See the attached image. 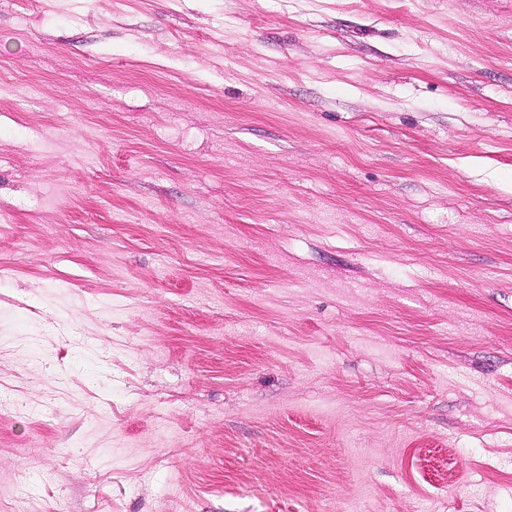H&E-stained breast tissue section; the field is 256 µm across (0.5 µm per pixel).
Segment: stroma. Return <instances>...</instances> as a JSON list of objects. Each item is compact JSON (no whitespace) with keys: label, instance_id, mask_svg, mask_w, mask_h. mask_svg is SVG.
I'll use <instances>...</instances> for the list:
<instances>
[{"label":"stroma","instance_id":"obj_1","mask_svg":"<svg viewBox=\"0 0 512 512\" xmlns=\"http://www.w3.org/2000/svg\"><path fill=\"white\" fill-rule=\"evenodd\" d=\"M0 512H512V0H0Z\"/></svg>","mask_w":512,"mask_h":512}]
</instances>
